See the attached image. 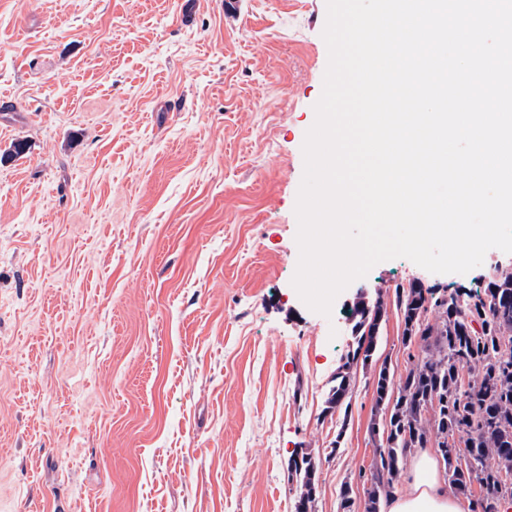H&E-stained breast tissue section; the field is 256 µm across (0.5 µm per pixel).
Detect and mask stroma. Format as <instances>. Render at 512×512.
<instances>
[{"instance_id":"1","label":"stroma","mask_w":512,"mask_h":512,"mask_svg":"<svg viewBox=\"0 0 512 512\" xmlns=\"http://www.w3.org/2000/svg\"><path fill=\"white\" fill-rule=\"evenodd\" d=\"M326 0H0V512H311L364 501L373 380L422 358L405 258L311 311L292 285ZM371 365L331 412L359 295ZM294 470L292 477L300 484L301 492L295 505V512H310L309 503L312 502L314 492L315 462L309 454H302L300 461L293 460Z\"/></svg>"}]
</instances>
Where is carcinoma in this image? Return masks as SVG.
Instances as JSON below:
<instances>
[{
	"label": "carcinoma",
	"instance_id": "1",
	"mask_svg": "<svg viewBox=\"0 0 512 512\" xmlns=\"http://www.w3.org/2000/svg\"><path fill=\"white\" fill-rule=\"evenodd\" d=\"M396 307L404 322V344L419 339L424 357L400 379L395 396L386 369L374 377L383 425L371 427L377 472L368 492L372 512H379L381 498L394 494L411 449L431 443L456 494L468 497L479 485L474 512H501L503 504H512V270L496 273L482 293L411 282L396 289ZM351 312L354 341L337 369L329 410L349 411L351 373L368 365L376 348L380 302L362 298ZM465 371L471 375L466 386ZM426 412L432 416V433L422 423ZM293 464L292 476L301 488L295 512H310L315 462L304 453Z\"/></svg>",
	"mask_w": 512,
	"mask_h": 512
}]
</instances>
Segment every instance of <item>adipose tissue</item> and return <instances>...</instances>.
Instances as JSON below:
<instances>
[{"mask_svg":"<svg viewBox=\"0 0 512 512\" xmlns=\"http://www.w3.org/2000/svg\"><path fill=\"white\" fill-rule=\"evenodd\" d=\"M406 481L410 493L390 497L382 512H470L463 500L449 492L447 472L433 449L414 453Z\"/></svg>","mask_w":512,"mask_h":512,"instance_id":"adipose-tissue-1","label":"adipose tissue"}]
</instances>
